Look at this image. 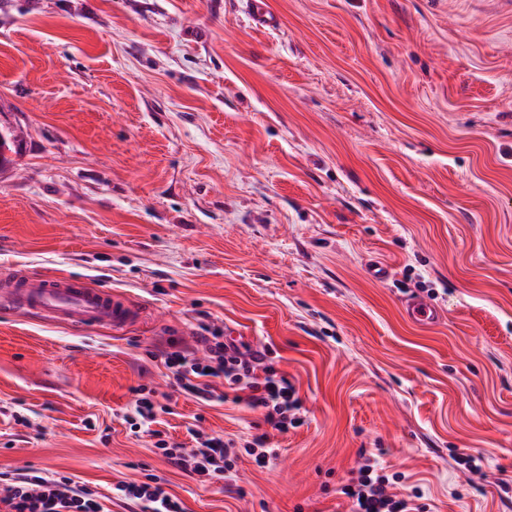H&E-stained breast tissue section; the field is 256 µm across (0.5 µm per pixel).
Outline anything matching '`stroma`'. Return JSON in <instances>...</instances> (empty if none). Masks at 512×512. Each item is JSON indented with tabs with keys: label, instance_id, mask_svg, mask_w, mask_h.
Returning <instances> with one entry per match:
<instances>
[{
	"label": "stroma",
	"instance_id": "stroma-1",
	"mask_svg": "<svg viewBox=\"0 0 512 512\" xmlns=\"http://www.w3.org/2000/svg\"><path fill=\"white\" fill-rule=\"evenodd\" d=\"M256 2L271 26L246 0H0V269L139 312L76 332L0 311V472L350 512L365 452L425 512H512V0ZM209 327L270 350L305 409L231 492L155 446L255 432L174 390L164 352L204 357ZM141 385L172 397L152 425ZM403 308L408 319L416 324H433L439 317V310L421 296H407Z\"/></svg>",
	"mask_w": 512,
	"mask_h": 512
}]
</instances>
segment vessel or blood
<instances>
[{
	"label": "vessel or blood",
	"instance_id": "b4317fda",
	"mask_svg": "<svg viewBox=\"0 0 512 512\" xmlns=\"http://www.w3.org/2000/svg\"><path fill=\"white\" fill-rule=\"evenodd\" d=\"M0 307L35 312L47 320L81 329L91 326L123 327L132 322L136 310L123 298L104 289L88 287L69 275L38 277L30 274H0ZM403 308L417 324H432L439 310L423 297L407 296Z\"/></svg>",
	"mask_w": 512,
	"mask_h": 512
}]
</instances>
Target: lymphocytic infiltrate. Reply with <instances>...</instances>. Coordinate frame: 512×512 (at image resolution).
<instances>
[{"mask_svg":"<svg viewBox=\"0 0 512 512\" xmlns=\"http://www.w3.org/2000/svg\"><path fill=\"white\" fill-rule=\"evenodd\" d=\"M206 356L197 359L175 350L166 353L181 392L205 402L227 399L258 412L265 432L252 435L244 450L258 466L278 456L271 448L272 433H284L302 424L303 400L294 384L270 360L269 351L241 350L235 340L215 331L201 337ZM195 448L158 440L167 461L195 476L201 485L231 482L237 459L231 444L196 435ZM387 476L376 474L371 461H364L342 488L352 512H420L415 499L401 498L390 490ZM121 500L133 503L139 512H182L178 498L168 493L157 478L142 483L119 482ZM0 512H106L98 493L69 477L35 470L0 473Z\"/></svg>","mask_w":512,"mask_h":512,"instance_id":"f902f5d3","label":"lymphocytic infiltrate"}]
</instances>
